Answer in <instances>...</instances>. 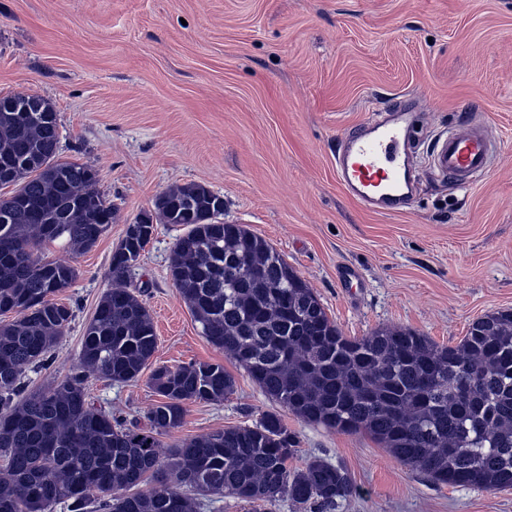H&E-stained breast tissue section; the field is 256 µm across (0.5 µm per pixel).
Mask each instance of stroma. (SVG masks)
Masks as SVG:
<instances>
[{"mask_svg": "<svg viewBox=\"0 0 512 512\" xmlns=\"http://www.w3.org/2000/svg\"><path fill=\"white\" fill-rule=\"evenodd\" d=\"M21 94L53 103L60 159L95 169L114 208L89 251L44 248L79 277L58 296L74 318L29 389L77 363L113 251L172 185L222 195L223 222L282 254L345 336L396 326L456 345L512 309V0H0V97ZM402 95L427 105L424 142L466 120L499 142L470 185L427 174L408 211L373 214L337 184L333 152ZM184 232L157 225L129 277L157 336L140 378L86 382L94 406L130 420L157 400L155 368L224 365L234 394L188 403L171 448L276 408L180 299L169 262ZM348 266L358 282L340 279ZM283 420L300 440L290 467L320 457L350 473L356 492L334 512H512V489L437 485L364 435Z\"/></svg>", "mask_w": 512, "mask_h": 512, "instance_id": "35a3bbf8", "label": "stroma"}]
</instances>
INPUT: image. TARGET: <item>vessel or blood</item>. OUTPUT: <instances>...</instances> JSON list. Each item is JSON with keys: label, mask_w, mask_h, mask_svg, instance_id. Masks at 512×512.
<instances>
[{"label": "vessel or blood", "mask_w": 512, "mask_h": 512, "mask_svg": "<svg viewBox=\"0 0 512 512\" xmlns=\"http://www.w3.org/2000/svg\"><path fill=\"white\" fill-rule=\"evenodd\" d=\"M417 121L416 108L387 109L340 137L336 180L364 210L392 215L411 203L420 180L414 161ZM496 142L488 125H459L433 141L429 168L434 176L470 182L488 166Z\"/></svg>", "instance_id": "1"}]
</instances>
